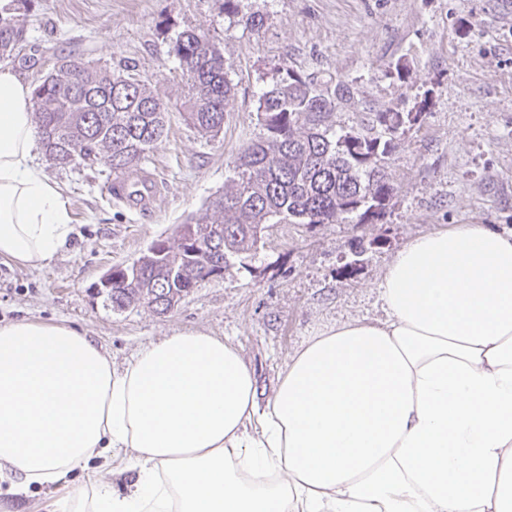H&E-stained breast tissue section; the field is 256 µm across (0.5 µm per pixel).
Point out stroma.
Here are the masks:
<instances>
[{
    "label": "stroma",
    "instance_id": "1",
    "mask_svg": "<svg viewBox=\"0 0 512 512\" xmlns=\"http://www.w3.org/2000/svg\"><path fill=\"white\" fill-rule=\"evenodd\" d=\"M251 14L263 19L259 31L243 23ZM192 28L222 49L234 86L223 129L207 138L175 109L186 89L172 46ZM24 46L37 59L21 69L28 83L59 55L125 59L173 110L164 141L138 171L157 186L146 209L111 195L107 168L45 166L74 232L42 269L0 261L1 325H68L102 345L118 369L177 332L225 338L253 369L264 401L308 337L341 321L384 318L378 283L407 242L452 224L512 233V0H239L234 13L224 0H33ZM284 66L348 86L330 117L336 132L367 131L387 109L418 112L395 141L384 216L271 224L255 254L202 282L172 312L107 307L94 290L100 278L172 236L233 179L238 152L263 134L258 97ZM89 489L80 470L61 489H24L4 473L0 512H59L58 501Z\"/></svg>",
    "mask_w": 512,
    "mask_h": 512
}]
</instances>
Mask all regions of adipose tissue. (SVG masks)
Returning a JSON list of instances; mask_svg holds the SVG:
<instances>
[{"instance_id": "ef3b65f1", "label": "adipose tissue", "mask_w": 512, "mask_h": 512, "mask_svg": "<svg viewBox=\"0 0 512 512\" xmlns=\"http://www.w3.org/2000/svg\"><path fill=\"white\" fill-rule=\"evenodd\" d=\"M31 89L0 64V260L38 270L73 227L36 161ZM387 317L290 357L266 402L226 339L163 337L122 369L65 324L0 325V469L59 486L132 460L70 512H512V234L455 224L409 241Z\"/></svg>"}]
</instances>
